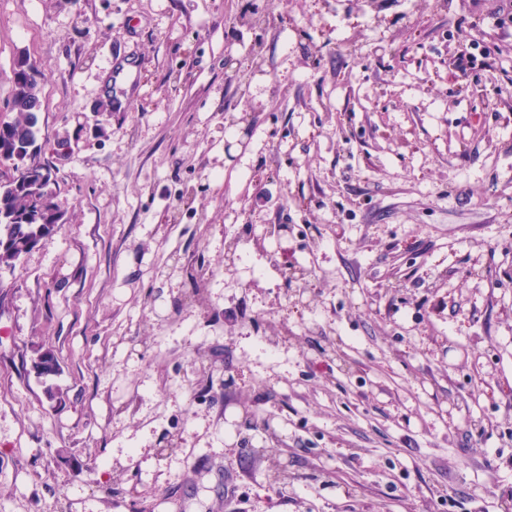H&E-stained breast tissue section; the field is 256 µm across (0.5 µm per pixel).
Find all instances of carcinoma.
Masks as SVG:
<instances>
[{
    "label": "carcinoma",
    "mask_w": 512,
    "mask_h": 512,
    "mask_svg": "<svg viewBox=\"0 0 512 512\" xmlns=\"http://www.w3.org/2000/svg\"><path fill=\"white\" fill-rule=\"evenodd\" d=\"M37 85L17 79L8 102L15 113L12 121L0 126V159L15 160L16 148L35 143L39 134L41 108ZM56 207L54 196L33 197L23 186L0 180V267H11L39 242L57 232L59 225L45 224L46 213Z\"/></svg>",
    "instance_id": "cac0c4a2"
}]
</instances>
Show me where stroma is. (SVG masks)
<instances>
[{"label": "stroma", "mask_w": 512, "mask_h": 512, "mask_svg": "<svg viewBox=\"0 0 512 512\" xmlns=\"http://www.w3.org/2000/svg\"><path fill=\"white\" fill-rule=\"evenodd\" d=\"M494 7L0 0L63 213L0 269V512H512Z\"/></svg>", "instance_id": "35a3bbf8"}]
</instances>
